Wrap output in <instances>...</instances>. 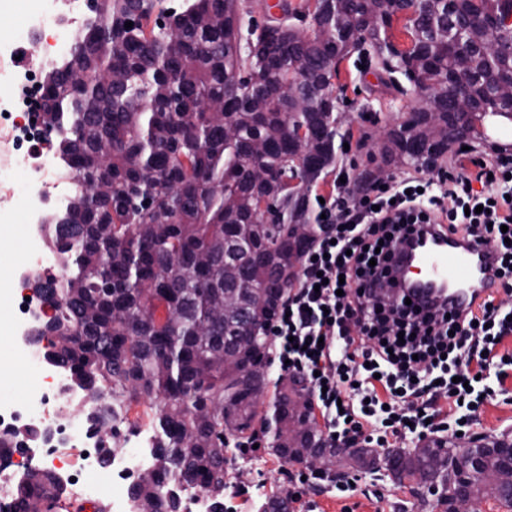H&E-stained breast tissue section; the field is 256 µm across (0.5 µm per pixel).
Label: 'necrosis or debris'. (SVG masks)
<instances>
[{"label": "necrosis or debris", "mask_w": 512, "mask_h": 512, "mask_svg": "<svg viewBox=\"0 0 512 512\" xmlns=\"http://www.w3.org/2000/svg\"><path fill=\"white\" fill-rule=\"evenodd\" d=\"M29 40L31 52L24 76L28 91L38 96L45 71L55 67L62 51L36 26L31 27ZM0 128L8 130L17 149L13 162L25 168L29 181L21 203H14L12 195L6 194L0 196V210L20 207L26 220L25 235L32 239L39 235L37 210L49 201L56 209H65L79 188L78 181L60 175L59 159L50 149L24 152L27 139L39 137L40 129L22 115L19 99L0 103ZM43 316V302L33 289H11L0 305V334L16 335ZM16 356L29 364L26 391L21 400H0V431H32L39 439L36 444L23 442L0 452V512H13L16 481L35 462L61 477L68 494L84 503L102 505L105 512H136L128 484L154 465L153 430L138 432L137 448L116 447L111 454H104L99 435L89 433L82 423L86 390L71 385L62 372L45 368L36 349L23 347Z\"/></svg>", "instance_id": "1"}]
</instances>
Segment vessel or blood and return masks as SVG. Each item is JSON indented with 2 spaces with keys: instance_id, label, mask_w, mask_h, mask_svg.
Wrapping results in <instances>:
<instances>
[{
  "instance_id": "obj_1",
  "label": "vessel or blood",
  "mask_w": 512,
  "mask_h": 512,
  "mask_svg": "<svg viewBox=\"0 0 512 512\" xmlns=\"http://www.w3.org/2000/svg\"><path fill=\"white\" fill-rule=\"evenodd\" d=\"M410 261L419 267L420 276L404 291L420 306L465 315L478 310L497 288L495 251L433 225L400 245L397 266Z\"/></svg>"
}]
</instances>
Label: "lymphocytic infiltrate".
<instances>
[{"mask_svg":"<svg viewBox=\"0 0 512 512\" xmlns=\"http://www.w3.org/2000/svg\"><path fill=\"white\" fill-rule=\"evenodd\" d=\"M317 211L318 243L269 334L285 371L305 376L327 437L435 434L443 400L461 409L455 427L472 425L494 395L486 372L498 367L502 381L512 367L500 351L512 337V153L358 195L342 189ZM423 224L495 250L505 299L462 317L379 295L400 240Z\"/></svg>","mask_w":512,"mask_h":512,"instance_id":"f902f5d3","label":"lymphocytic infiltrate"}]
</instances>
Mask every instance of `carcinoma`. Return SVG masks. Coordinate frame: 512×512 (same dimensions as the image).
Wrapping results in <instances>:
<instances>
[{
  "label": "carcinoma",
  "instance_id": "obj_1",
  "mask_svg": "<svg viewBox=\"0 0 512 512\" xmlns=\"http://www.w3.org/2000/svg\"><path fill=\"white\" fill-rule=\"evenodd\" d=\"M237 0H99V10L74 36L73 51L43 86V123L57 130L56 152L68 172L96 182L95 196L77 193L64 216L41 225L66 276L33 273L55 283L53 317L33 327L47 340L44 358L89 390L88 428L108 412L100 401L142 397L157 409L152 476L131 485L139 512H179L168 476L201 487L224 512L225 426L240 433L260 424L277 457L294 463L317 455L336 465V449L321 446L304 425L308 409L288 405V385L276 386L269 410L258 400L266 377L224 370L225 340L241 364L267 356V332L242 340L224 315V300L246 306L258 288H241V264L226 259L230 245L263 253L261 274L288 288L290 225L315 223L308 192L336 167L338 99L334 81L343 59L372 52L386 72L423 85V103L405 125L389 128L380 145L384 165L427 168L442 160L462 132L480 135L475 117L453 113L448 93L467 85L476 112L512 111V0H280L242 33ZM406 20L410 47L400 50L389 31ZM310 19L309 38L295 41L293 21ZM133 22L130 28L126 22ZM176 34L169 35V29ZM495 39L498 53L481 56ZM217 103L219 112L202 107ZM295 113L292 122L282 113ZM305 140H299V129ZM254 145L262 153L251 152ZM302 154L303 164L285 159ZM299 179L303 190L288 188ZM267 200L268 212L259 208ZM282 293L253 309L255 322L276 316ZM83 327V334L74 332ZM449 448H434L422 465L405 451L389 452L398 480L412 478ZM475 498L512 507V483L492 487L474 475ZM64 493L61 478L41 470L16 487L15 512H43Z\"/></svg>",
  "mask_w": 512,
  "mask_h": 512
}]
</instances>
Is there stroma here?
<instances>
[{"instance_id":"35a3bbf8","label":"stroma","mask_w":512,"mask_h":512,"mask_svg":"<svg viewBox=\"0 0 512 512\" xmlns=\"http://www.w3.org/2000/svg\"><path fill=\"white\" fill-rule=\"evenodd\" d=\"M26 33L22 16H9L0 24V71L9 73L7 79L0 80V100L8 98L14 86L24 79L11 53ZM381 74L370 56L354 53L340 65L336 94L341 100V127L352 138L369 131L361 120L363 113L375 114L380 124L388 125L398 122L418 101L415 88L407 79H400L393 87L381 82ZM488 383L502 385L504 392L483 408L471 431L512 438V375L505 382L492 377ZM228 454L234 463L225 478L224 512H260L268 496L285 490L297 495L291 505L293 512H433L431 506L422 505L409 480L400 485L362 470L354 477L351 489L342 491L333 481L304 475L297 465L284 463L264 439L255 445L229 443Z\"/></svg>"}]
</instances>
